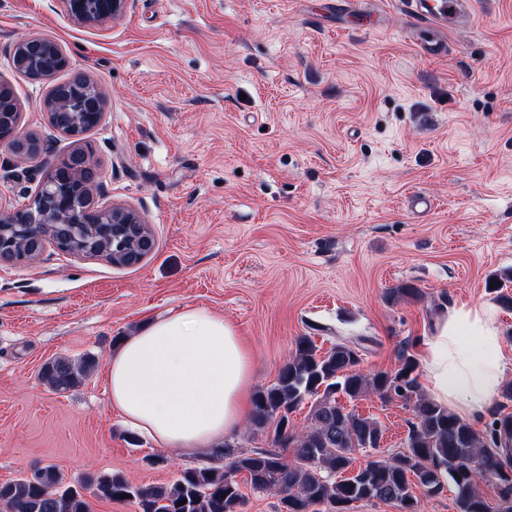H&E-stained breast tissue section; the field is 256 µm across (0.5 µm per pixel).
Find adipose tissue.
Here are the masks:
<instances>
[{
	"label": "adipose tissue",
	"instance_id": "adipose-tissue-1",
	"mask_svg": "<svg viewBox=\"0 0 512 512\" xmlns=\"http://www.w3.org/2000/svg\"><path fill=\"white\" fill-rule=\"evenodd\" d=\"M512 360L493 309L442 318L421 354L433 400L470 420L484 413ZM110 402L132 430L181 451H222L247 419L252 356L233 325L204 307L150 319L123 339L107 370Z\"/></svg>",
	"mask_w": 512,
	"mask_h": 512
}]
</instances>
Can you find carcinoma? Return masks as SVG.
<instances>
[{"mask_svg":"<svg viewBox=\"0 0 512 512\" xmlns=\"http://www.w3.org/2000/svg\"><path fill=\"white\" fill-rule=\"evenodd\" d=\"M391 295L419 300L411 282ZM355 343L338 342L325 353L313 339L299 336L294 353L274 384L254 396L251 424L272 428L270 447L245 450L224 445V466L186 468L170 483L137 486L114 475L81 476L66 481L52 466L34 467L0 483V512H91L88 496L120 501L130 495L138 512H238L245 495L237 476L257 492L278 496L276 512H352L360 501L395 505L399 512H419L415 488L437 496L453 484L458 512H512V415L501 414L485 434L447 407L426 397L418 381V364L405 349L392 370L364 374ZM95 367L94 359L56 358L42 368V378L56 391L74 388ZM374 394L411 407L404 450L380 452L383 431L373 418L347 410L340 398ZM312 398L310 422L302 430L291 415ZM292 449V456L284 451ZM373 452L365 465L354 466V453ZM498 494L491 507L479 482ZM185 501L180 506L178 502Z\"/></svg>","mask_w":512,"mask_h":512,"instance_id":"cac0c4a2","label":"carcinoma"}]
</instances>
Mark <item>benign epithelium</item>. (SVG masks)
<instances>
[{"label":"benign epithelium","mask_w":512,"mask_h":512,"mask_svg":"<svg viewBox=\"0 0 512 512\" xmlns=\"http://www.w3.org/2000/svg\"><path fill=\"white\" fill-rule=\"evenodd\" d=\"M133 0H66L70 15L79 23L95 24L121 17ZM18 66L35 74L49 68H65L69 60L62 47L43 37L25 35L13 48ZM103 94L86 74L78 73L46 99L71 122L66 134L77 137L99 126L105 117ZM0 146L13 156L18 168L32 160L34 149L15 143L14 132H0ZM66 166L48 170L40 180L32 203L12 212L0 211V260L25 262L35 259L51 243L61 251L73 244L79 224H107L112 242L122 252L95 248L91 254L112 257L123 266L140 264L154 249V237L137 213L125 208L96 207L93 201L95 170L85 154L76 149L65 159Z\"/></svg>","instance_id":"benign-epithelium-1"}]
</instances>
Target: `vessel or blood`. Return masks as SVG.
I'll return each mask as SVG.
<instances>
[{
	"label": "vessel or blood",
	"instance_id": "vessel-or-blood-1",
	"mask_svg": "<svg viewBox=\"0 0 512 512\" xmlns=\"http://www.w3.org/2000/svg\"><path fill=\"white\" fill-rule=\"evenodd\" d=\"M404 8L411 20L408 36L426 55L445 52L448 31L474 23L472 0H404Z\"/></svg>",
	"mask_w": 512,
	"mask_h": 512
}]
</instances>
